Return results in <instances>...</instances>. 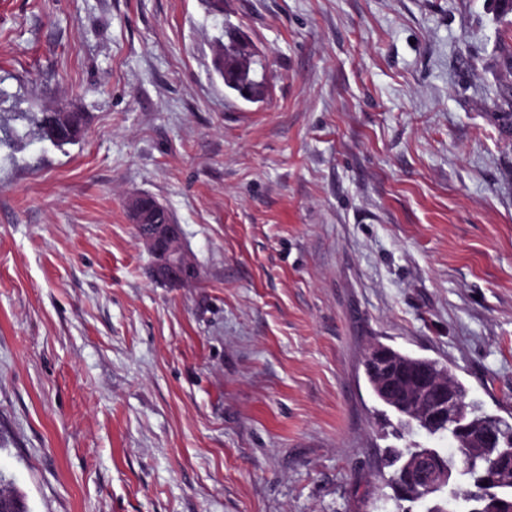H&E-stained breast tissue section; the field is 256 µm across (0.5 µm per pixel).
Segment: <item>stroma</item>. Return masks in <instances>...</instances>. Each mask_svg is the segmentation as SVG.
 Masks as SVG:
<instances>
[{"label":"stroma","instance_id":"stroma-1","mask_svg":"<svg viewBox=\"0 0 512 512\" xmlns=\"http://www.w3.org/2000/svg\"><path fill=\"white\" fill-rule=\"evenodd\" d=\"M136 195L199 281L151 280ZM374 338L512 413V0H0V489L375 512ZM55 116L50 122L42 125L45 135L52 141L64 143L82 136L83 117L80 112L54 111Z\"/></svg>","mask_w":512,"mask_h":512}]
</instances>
